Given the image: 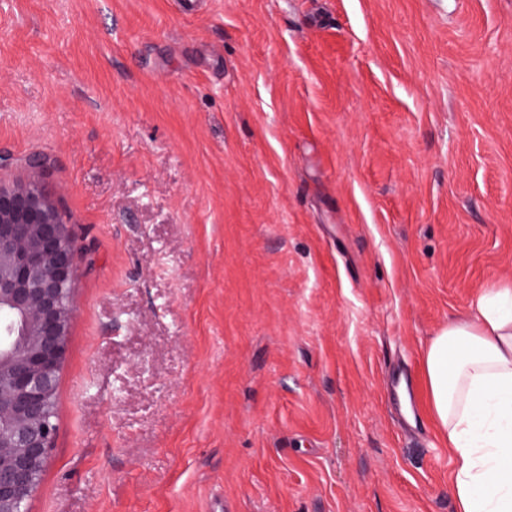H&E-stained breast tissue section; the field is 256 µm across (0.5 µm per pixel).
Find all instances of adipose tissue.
Returning a JSON list of instances; mask_svg holds the SVG:
<instances>
[{
  "label": "adipose tissue",
  "instance_id": "obj_1",
  "mask_svg": "<svg viewBox=\"0 0 512 512\" xmlns=\"http://www.w3.org/2000/svg\"><path fill=\"white\" fill-rule=\"evenodd\" d=\"M423 365L456 512H512V287L485 289L431 338Z\"/></svg>",
  "mask_w": 512,
  "mask_h": 512
}]
</instances>
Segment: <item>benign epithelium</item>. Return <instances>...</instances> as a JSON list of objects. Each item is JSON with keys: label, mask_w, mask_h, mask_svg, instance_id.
Wrapping results in <instances>:
<instances>
[{"label": "benign epithelium", "mask_w": 512, "mask_h": 512, "mask_svg": "<svg viewBox=\"0 0 512 512\" xmlns=\"http://www.w3.org/2000/svg\"><path fill=\"white\" fill-rule=\"evenodd\" d=\"M26 167L32 178L0 180V512H29L49 460L78 267L72 232L42 185L46 159Z\"/></svg>", "instance_id": "7a95c632"}]
</instances>
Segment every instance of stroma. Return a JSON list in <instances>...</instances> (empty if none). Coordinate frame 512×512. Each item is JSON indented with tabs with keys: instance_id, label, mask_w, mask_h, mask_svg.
I'll return each mask as SVG.
<instances>
[{
	"instance_id": "stroma-1",
	"label": "stroma",
	"mask_w": 512,
	"mask_h": 512,
	"mask_svg": "<svg viewBox=\"0 0 512 512\" xmlns=\"http://www.w3.org/2000/svg\"><path fill=\"white\" fill-rule=\"evenodd\" d=\"M0 153L79 253L29 512H456L423 358L512 283V0H0Z\"/></svg>"
}]
</instances>
